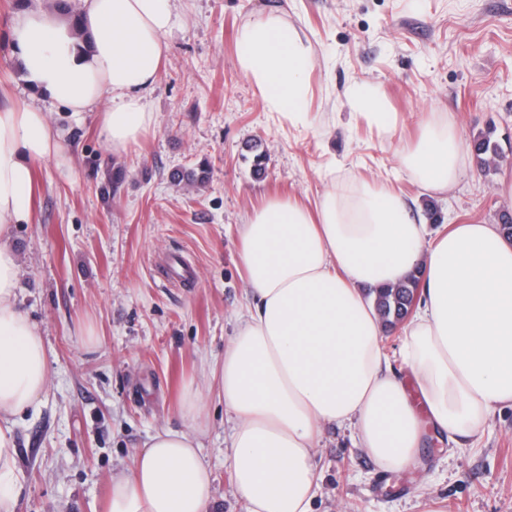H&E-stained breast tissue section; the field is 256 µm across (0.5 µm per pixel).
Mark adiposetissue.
<instances>
[{
    "mask_svg": "<svg viewBox=\"0 0 512 512\" xmlns=\"http://www.w3.org/2000/svg\"><path fill=\"white\" fill-rule=\"evenodd\" d=\"M67 10L18 18L20 71L74 116L97 113L106 143L125 151L153 121L143 94L167 57L172 0H82L69 23ZM235 56L267 111L307 125L313 57L294 28L274 14L247 24ZM348 98L356 120L398 133L396 113L368 89L351 87ZM63 150L44 112L0 103V512H15L16 419L50 385L45 344L18 303L12 228L30 219L37 164ZM467 161L445 118L400 156L409 180L432 195L448 192ZM238 234L251 302L224 346L220 392L231 478L247 512H311L324 427L353 426L374 462L396 470L416 463L426 432L473 445L493 411L512 408V239L500 225L457 224L430 237L401 194L343 177L312 207L265 199ZM414 273L421 292L399 347L408 386L383 347L370 294ZM182 416L184 429L157 431L113 476L105 512H211L194 389Z\"/></svg>",
    "mask_w": 512,
    "mask_h": 512,
    "instance_id": "ef3b65f1",
    "label": "adipose tissue"
}]
</instances>
